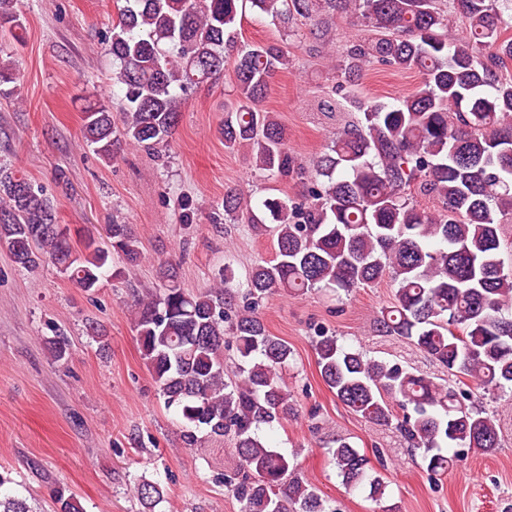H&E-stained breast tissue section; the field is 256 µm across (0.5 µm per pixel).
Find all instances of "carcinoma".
Returning <instances> with one entry per match:
<instances>
[{
	"instance_id": "carcinoma-1",
	"label": "carcinoma",
	"mask_w": 512,
	"mask_h": 512,
	"mask_svg": "<svg viewBox=\"0 0 512 512\" xmlns=\"http://www.w3.org/2000/svg\"><path fill=\"white\" fill-rule=\"evenodd\" d=\"M15 2L0 0L1 29L20 26ZM239 2L124 0L105 38L121 105L116 112L104 100L88 106L83 134L108 162L127 146L162 156L181 102L218 80L225 51H235L239 101L224 115V146L247 150L266 177L299 180L302 193L254 204L226 188L210 223L272 225L275 259L254 267L243 288L226 265L205 293L181 287L169 264L159 288L134 297L133 328L158 393L177 409L185 447L201 432L233 443L237 466L222 483L240 512H333L295 459L259 436L261 427L297 413L282 376L293 350L270 335L260 303L275 293H349L390 279L392 300L378 311L376 331L409 341L448 379L346 349L322 331L315 341L322 380L353 412L399 430L434 475L455 466L457 447H498L494 416L467 401L479 390H512V266L499 257L502 225L512 223V78L503 75L512 67V0H448L446 11L439 0H249L284 28L337 10L373 32L349 47L337 81L360 121L310 163L288 149L284 127L259 108L288 56L275 43L239 40ZM453 14L467 23L461 37L448 33ZM374 63L416 68L423 83L395 104L361 99L354 88ZM417 195L437 198L441 210L421 209ZM106 236L112 251L90 240L85 253H74L49 198L0 170V243L22 268L49 261L91 291L106 273L118 277L144 256L129 225L114 220ZM228 338L237 353L229 366ZM456 372L475 386L460 387ZM327 454L346 489L369 487L387 512V484L366 452L340 437ZM130 491L144 512L163 498L156 482ZM53 498L57 512H83L60 487ZM0 512L30 510L25 499L5 494Z\"/></svg>"
}]
</instances>
